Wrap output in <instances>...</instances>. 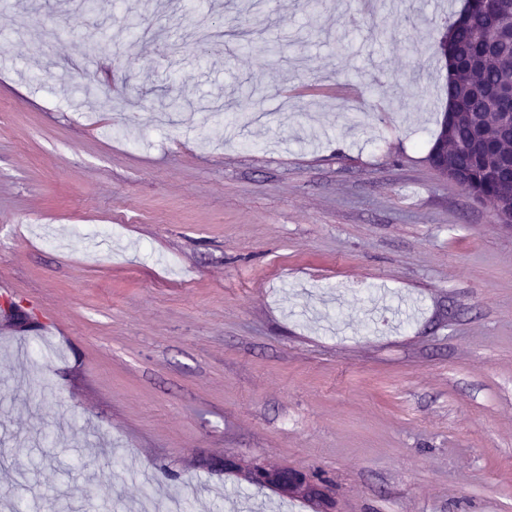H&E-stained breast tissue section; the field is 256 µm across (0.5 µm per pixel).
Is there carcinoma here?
Returning a JSON list of instances; mask_svg holds the SVG:
<instances>
[{
	"label": "carcinoma",
	"mask_w": 512,
	"mask_h": 512,
	"mask_svg": "<svg viewBox=\"0 0 512 512\" xmlns=\"http://www.w3.org/2000/svg\"><path fill=\"white\" fill-rule=\"evenodd\" d=\"M470 21L448 24V41L459 55L448 60V121L439 132L426 161L438 169L436 159L462 175L468 194L481 201L512 204V128L502 121L498 103L477 97L475 88L512 79V50L490 51L476 38L493 13L512 21V0H466Z\"/></svg>",
	"instance_id": "obj_1"
}]
</instances>
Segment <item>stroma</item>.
<instances>
[{"label":"stroma","instance_id":"1","mask_svg":"<svg viewBox=\"0 0 512 512\" xmlns=\"http://www.w3.org/2000/svg\"><path fill=\"white\" fill-rule=\"evenodd\" d=\"M132 2L0 0V512H512V224L426 161L464 0ZM278 470L276 468L255 469L251 478L259 479L267 484H277L287 494H297L312 497L314 499H326V492L322 484L317 485L306 474L302 473L298 476V480L293 485H283L276 479Z\"/></svg>","mask_w":512,"mask_h":512}]
</instances>
